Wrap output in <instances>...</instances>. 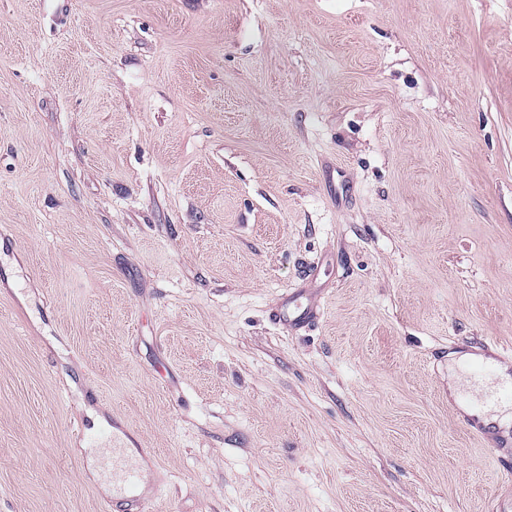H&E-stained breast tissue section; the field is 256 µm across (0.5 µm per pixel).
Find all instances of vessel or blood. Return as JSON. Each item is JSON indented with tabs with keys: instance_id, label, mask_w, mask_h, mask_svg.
Segmentation results:
<instances>
[{
	"instance_id": "b4317fda",
	"label": "vessel or blood",
	"mask_w": 512,
	"mask_h": 512,
	"mask_svg": "<svg viewBox=\"0 0 512 512\" xmlns=\"http://www.w3.org/2000/svg\"><path fill=\"white\" fill-rule=\"evenodd\" d=\"M316 315L313 307L288 306L278 314L280 323L299 328L310 322ZM503 362L499 353H489L476 358L469 365L473 387L460 396L471 411L466 416L470 432L479 440L486 442L491 453L502 464L505 477H512V436L492 437L491 429L485 417L491 414L501 403H512V380L503 381L497 377V368ZM113 512H147L151 499L142 486L144 473L141 456L129 448H116L112 451Z\"/></svg>"
}]
</instances>
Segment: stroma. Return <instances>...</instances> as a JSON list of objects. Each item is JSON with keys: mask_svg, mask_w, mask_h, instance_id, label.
Segmentation results:
<instances>
[{"mask_svg": "<svg viewBox=\"0 0 512 512\" xmlns=\"http://www.w3.org/2000/svg\"><path fill=\"white\" fill-rule=\"evenodd\" d=\"M493 345L512 0H0V512H492ZM292 302H294V299H288V307L281 309L276 315L278 321L288 326V328L302 327L316 316V311L312 306L304 308L298 306L291 307L289 304ZM497 353H485L469 365L470 377L474 386L471 391L460 395V401L471 407V413L465 416L470 432L489 447L491 453L502 464L504 475L512 477V434L497 435L498 439L490 437L491 429L485 423V415H489L501 403H512V379L508 382L497 375V368L503 363L502 351L496 347ZM488 378H494L493 385H482ZM142 449L112 448V511L146 512L148 502L154 499L155 492L147 494L142 486L145 483L142 471ZM119 479L114 480V476Z\"/></svg>", "mask_w": 512, "mask_h": 512, "instance_id": "35a3bbf8", "label": "stroma"}]
</instances>
